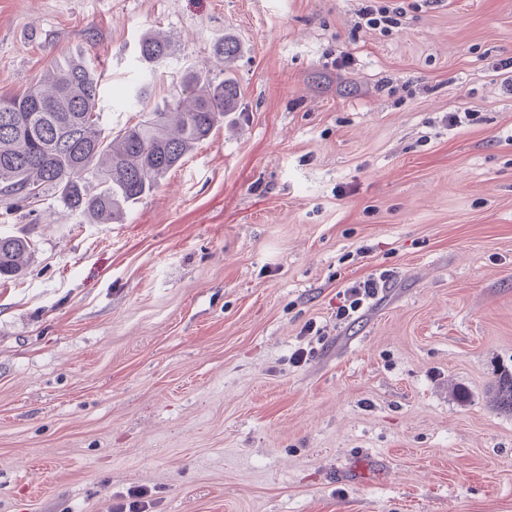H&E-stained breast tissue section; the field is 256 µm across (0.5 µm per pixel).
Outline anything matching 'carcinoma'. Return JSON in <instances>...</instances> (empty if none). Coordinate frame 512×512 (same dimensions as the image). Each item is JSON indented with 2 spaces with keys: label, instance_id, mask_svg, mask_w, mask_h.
I'll use <instances>...</instances> for the list:
<instances>
[{
  "label": "carcinoma",
  "instance_id": "carcinoma-1",
  "mask_svg": "<svg viewBox=\"0 0 512 512\" xmlns=\"http://www.w3.org/2000/svg\"><path fill=\"white\" fill-rule=\"evenodd\" d=\"M176 45L160 32L139 41V60L157 64L175 54ZM239 44L226 37L215 47L224 64L216 80L204 68H187L163 108L116 133L101 127L100 75L82 60L73 61L23 94L0 96V209L17 212L53 196L94 224L121 223L129 208L155 189L195 147L207 140L242 97L230 64ZM153 74H142L124 104L144 103ZM24 236H0V280L13 279L32 257ZM497 403L512 413V376L498 381Z\"/></svg>",
  "mask_w": 512,
  "mask_h": 512
}]
</instances>
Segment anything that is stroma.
Listing matches in <instances>:
<instances>
[{
  "label": "stroma",
  "instance_id": "stroma-1",
  "mask_svg": "<svg viewBox=\"0 0 512 512\" xmlns=\"http://www.w3.org/2000/svg\"><path fill=\"white\" fill-rule=\"evenodd\" d=\"M402 2L0 0V95L81 59L135 124L149 30L145 109L226 37L243 90L123 223L0 216L35 244L0 282V512H512V0ZM367 4L358 12L357 26L369 30H383L398 23L403 7L387 0H365ZM383 25V26H382ZM176 45L160 32H147L139 41V60L147 65L157 64L175 54ZM390 276L388 271L379 273L369 274L365 279L352 282V284L343 293L344 303L338 310L340 317L349 315L350 311H357L364 304L367 299H372L378 294V288H380V282Z\"/></svg>",
  "mask_w": 512,
  "mask_h": 512
}]
</instances>
